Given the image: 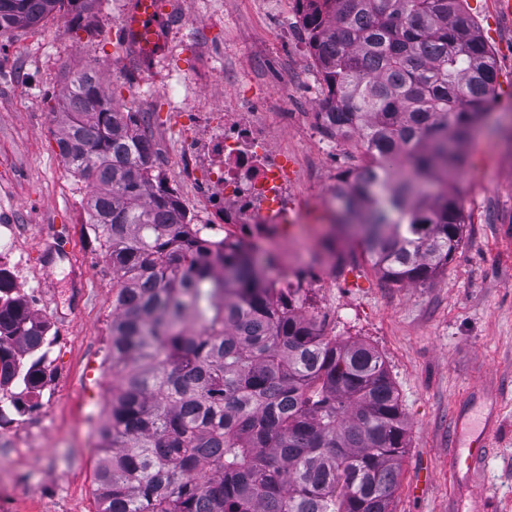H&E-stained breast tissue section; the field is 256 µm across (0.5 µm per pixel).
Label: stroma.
I'll return each instance as SVG.
<instances>
[{"instance_id":"1","label":"stroma","mask_w":512,"mask_h":512,"mask_svg":"<svg viewBox=\"0 0 512 512\" xmlns=\"http://www.w3.org/2000/svg\"><path fill=\"white\" fill-rule=\"evenodd\" d=\"M497 64L492 113L464 148V165L448 174L466 217L463 240L430 280L389 283L363 257L311 274L303 312L326 335L357 341L383 358L407 422L395 512H452L456 486L449 470L454 406L475 413L499 406L500 427L479 491L497 512H512V15L498 0H467ZM198 23L180 44L149 62L157 94L148 112L155 167L173 176L179 133L172 102L160 87L179 76L200 79L207 98L263 96L273 111L298 117L273 127L275 143L297 155L295 194L311 199L292 240L265 248L284 266L303 265L332 239L348 251L347 234L329 221L325 184L357 163L354 142H337L336 164L321 161L316 113L327 86L307 45L298 0H180ZM126 13L121 0H98L88 28L62 13L31 29L0 36V222L12 225L19 267L35 285L21 289L54 337L47 378L36 397L15 395L0 417V512H97V427L112 395L104 363L112 331V269L87 222L89 185L59 154L52 109L67 72L98 71L107 92L126 105L139 77L128 47L100 38ZM236 75L224 80L225 71Z\"/></svg>"}]
</instances>
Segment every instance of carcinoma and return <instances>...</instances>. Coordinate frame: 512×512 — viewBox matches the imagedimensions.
<instances>
[{
  "mask_svg": "<svg viewBox=\"0 0 512 512\" xmlns=\"http://www.w3.org/2000/svg\"><path fill=\"white\" fill-rule=\"evenodd\" d=\"M334 111L371 161L336 186L338 220L391 283L424 282L465 216L443 188L487 116L496 60L463 0H299ZM96 0H0V32L54 13L76 28ZM53 121L92 192L112 265V396L98 428L99 512H393L407 425L382 357L338 342L300 289L257 271L278 257L220 249L173 193L153 189L147 116L77 71ZM0 269V390L44 382L50 325Z\"/></svg>",
  "mask_w": 512,
  "mask_h": 512,
  "instance_id": "obj_1",
  "label": "carcinoma"
}]
</instances>
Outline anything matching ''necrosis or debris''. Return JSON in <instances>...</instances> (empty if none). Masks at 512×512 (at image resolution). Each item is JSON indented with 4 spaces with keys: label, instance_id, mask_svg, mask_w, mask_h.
Masks as SVG:
<instances>
[{
    "label": "necrosis or debris",
    "instance_id": "1",
    "mask_svg": "<svg viewBox=\"0 0 512 512\" xmlns=\"http://www.w3.org/2000/svg\"><path fill=\"white\" fill-rule=\"evenodd\" d=\"M267 107L263 98L208 103L181 137V173L213 218L201 227L213 240L246 228L257 244L283 238L306 210L288 185V153L272 142Z\"/></svg>",
    "mask_w": 512,
    "mask_h": 512
}]
</instances>
